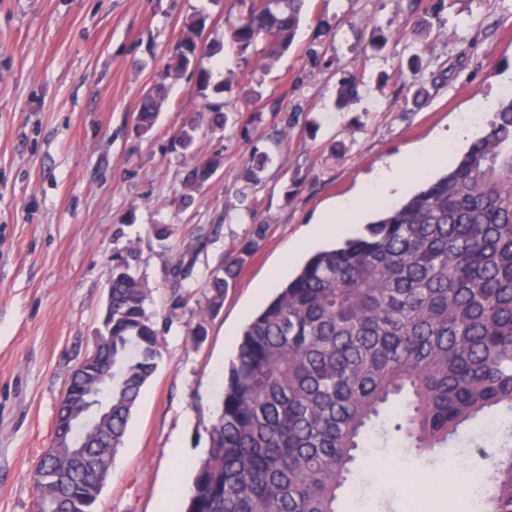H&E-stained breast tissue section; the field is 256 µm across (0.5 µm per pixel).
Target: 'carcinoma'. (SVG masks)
<instances>
[{
	"instance_id": "carcinoma-1",
	"label": "carcinoma",
	"mask_w": 512,
	"mask_h": 512,
	"mask_svg": "<svg viewBox=\"0 0 512 512\" xmlns=\"http://www.w3.org/2000/svg\"><path fill=\"white\" fill-rule=\"evenodd\" d=\"M306 0H240L229 23L239 51L263 45L271 60L293 43ZM207 16L183 22L172 59L142 95L136 128L155 127L167 85L192 68L196 88L213 97L211 129L229 121L224 85L200 64ZM357 95L341 83L336 108ZM198 124L185 120L173 144L195 156ZM272 157L253 153L255 175ZM219 155L196 161L180 203L209 182ZM265 234L224 256L207 283L217 312ZM197 252L176 251L169 276L174 308L187 300ZM132 248L112 254L110 340L95 358L112 378L87 374L103 405L98 432L76 422L80 444L68 456L49 448L32 474L43 512H92L100 465L125 444L142 391L163 357L149 296L134 272ZM81 380L70 377L62 400L85 415ZM209 448L194 466L182 512H337L353 485L368 442L399 441L432 452L455 443L488 462L484 512H512V94L487 129L442 172L404 200L383 206L365 234L314 252L288 284L249 319L224 376Z\"/></svg>"
}]
</instances>
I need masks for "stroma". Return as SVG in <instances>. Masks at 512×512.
Wrapping results in <instances>:
<instances>
[{
	"label": "stroma",
	"mask_w": 512,
	"mask_h": 512,
	"mask_svg": "<svg viewBox=\"0 0 512 512\" xmlns=\"http://www.w3.org/2000/svg\"><path fill=\"white\" fill-rule=\"evenodd\" d=\"M208 14L203 35L218 53L203 65L226 86L236 123L210 131L206 100L191 74L170 84L155 130L135 115L142 91L165 66L184 19ZM236 0H0V512H32L31 473L53 441L72 369L94 348L112 253L132 247L151 299L164 358L143 390L123 448L95 512H163L176 481L192 483L208 448L207 428L224 370L247 316L278 291L272 273L305 250L320 213L359 190L388 160L414 154L463 123L486 129L512 71V0H310L292 46L265 68L260 51L238 53L226 35ZM396 33L379 52L372 27ZM424 47L423 69L404 81L398 67ZM360 81L336 111V87ZM199 123L197 150L223 166L178 202L191 164L173 147L187 117ZM274 160L245 178L252 150ZM268 231L228 289L203 316L211 272L247 238ZM176 228L171 246L151 233ZM204 240L189 297L171 309L174 249ZM204 321L206 334L188 336ZM433 456L375 448L364 467L377 477L364 496L343 493L339 512H405L417 493L424 512H454L450 483L430 472Z\"/></svg>",
	"instance_id": "stroma-1"
}]
</instances>
